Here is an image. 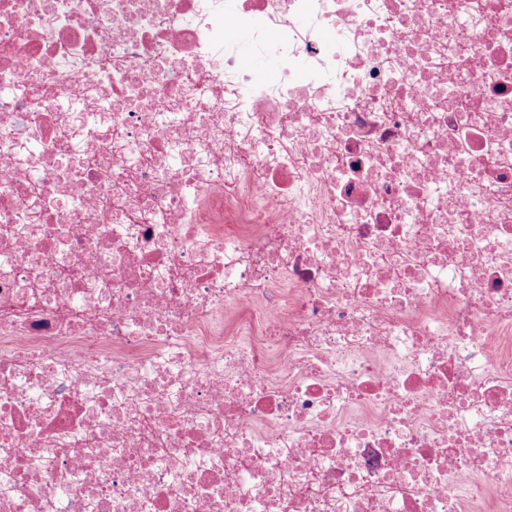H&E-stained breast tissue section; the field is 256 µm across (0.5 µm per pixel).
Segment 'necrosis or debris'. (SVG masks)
<instances>
[{
	"label": "necrosis or debris",
	"instance_id": "4bbe7bcc",
	"mask_svg": "<svg viewBox=\"0 0 512 512\" xmlns=\"http://www.w3.org/2000/svg\"><path fill=\"white\" fill-rule=\"evenodd\" d=\"M0 512H512V0H0Z\"/></svg>",
	"mask_w": 512,
	"mask_h": 512
}]
</instances>
